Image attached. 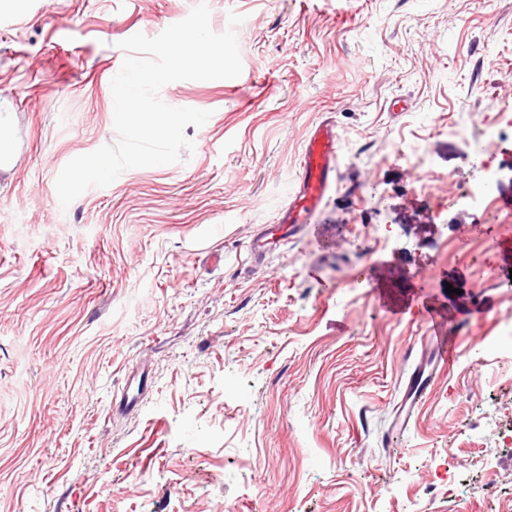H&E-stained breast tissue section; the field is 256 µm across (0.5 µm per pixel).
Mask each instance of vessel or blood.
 <instances>
[{
	"label": "vessel or blood",
	"mask_w": 512,
	"mask_h": 512,
	"mask_svg": "<svg viewBox=\"0 0 512 512\" xmlns=\"http://www.w3.org/2000/svg\"><path fill=\"white\" fill-rule=\"evenodd\" d=\"M338 151L339 135L335 125L321 122L305 144L297 186L290 193L287 205L280 209L276 223L269 227L267 237H275L281 245L303 233L337 183ZM267 237L252 240L250 250L255 257L266 256Z\"/></svg>",
	"instance_id": "1"
}]
</instances>
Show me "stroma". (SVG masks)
Instances as JSON below:
<instances>
[{
    "label": "stroma",
    "instance_id": "1",
    "mask_svg": "<svg viewBox=\"0 0 512 512\" xmlns=\"http://www.w3.org/2000/svg\"><path fill=\"white\" fill-rule=\"evenodd\" d=\"M198 2L0 0V512H512V0H206L243 71L162 88L193 157L61 208L119 42ZM325 120L338 186L254 264Z\"/></svg>",
    "mask_w": 512,
    "mask_h": 512
}]
</instances>
